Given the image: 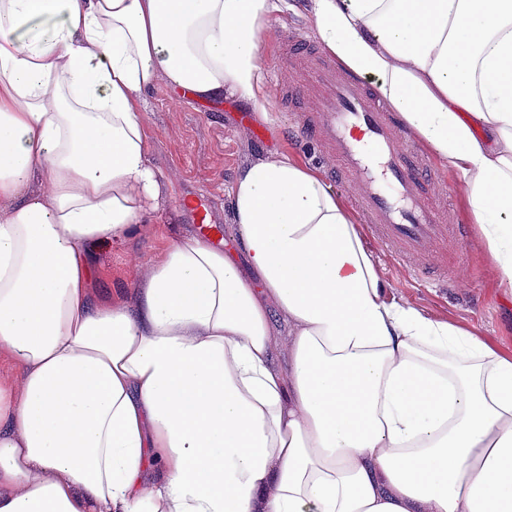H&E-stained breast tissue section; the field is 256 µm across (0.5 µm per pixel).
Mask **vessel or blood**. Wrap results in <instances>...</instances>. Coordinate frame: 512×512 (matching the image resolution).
I'll return each mask as SVG.
<instances>
[{
    "label": "vessel or blood",
    "mask_w": 512,
    "mask_h": 512,
    "mask_svg": "<svg viewBox=\"0 0 512 512\" xmlns=\"http://www.w3.org/2000/svg\"><path fill=\"white\" fill-rule=\"evenodd\" d=\"M275 68L296 74L280 98L317 103L293 113L289 137L317 150L335 149L328 176L348 194L374 241L420 271L431 266L433 255H446L452 228L436 201L434 166L371 82L340 69L313 41L291 32L283 36Z\"/></svg>",
    "instance_id": "1"
}]
</instances>
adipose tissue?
<instances>
[{
  "label": "adipose tissue",
  "instance_id": "1",
  "mask_svg": "<svg viewBox=\"0 0 512 512\" xmlns=\"http://www.w3.org/2000/svg\"><path fill=\"white\" fill-rule=\"evenodd\" d=\"M278 0H0V512H512V352L391 299L354 217L277 149L101 284L168 211L143 96L266 118ZM462 179L512 285V0H306ZM130 249L126 246H116L112 252L101 254L99 265L102 270V282L109 287L123 286L132 288L134 267L131 260Z\"/></svg>",
  "mask_w": 512,
  "mask_h": 512
}]
</instances>
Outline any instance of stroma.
Segmentation results:
<instances>
[{
    "mask_svg": "<svg viewBox=\"0 0 512 512\" xmlns=\"http://www.w3.org/2000/svg\"><path fill=\"white\" fill-rule=\"evenodd\" d=\"M288 2L289 10L274 13L270 19L273 36L262 45L264 69L272 67L282 32L306 36L311 33L297 12L302 0ZM144 100L143 116L151 157L158 169L173 179L171 205H181L187 196H207L215 205L216 225H223L228 215L226 191L247 158L268 148L283 150L304 162L312 156L310 149L288 137L290 115L279 106H271L267 119L260 121L239 101L201 102L162 86L148 90ZM435 169L444 186L439 201L447 205L450 222L468 227L463 259L450 267L449 288L424 286L409 264L395 260L378 245H371L370 251L394 296L430 317L473 331L498 347L511 350L512 287L499 283L490 257L478 243V230L468 215L460 178L443 163H436ZM193 226V214L187 210L182 217L155 225L152 234L139 241L135 249L117 246L112 252L101 254L103 283L131 287L132 254L148 261L171 239Z\"/></svg>",
    "mask_w": 512,
    "mask_h": 512,
    "instance_id": "obj_1",
    "label": "stroma"
}]
</instances>
